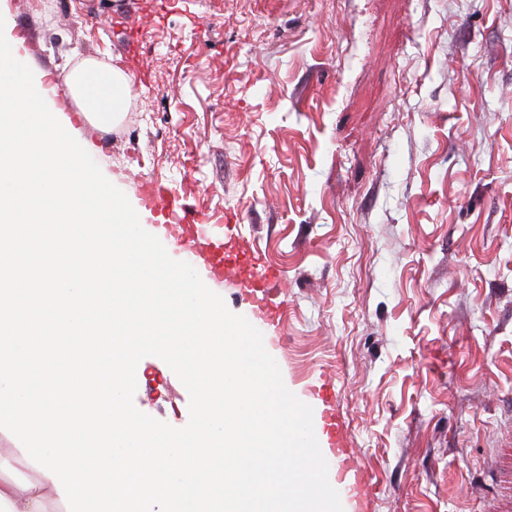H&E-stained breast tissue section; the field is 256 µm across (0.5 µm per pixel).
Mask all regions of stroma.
Returning <instances> with one entry per match:
<instances>
[{"mask_svg":"<svg viewBox=\"0 0 512 512\" xmlns=\"http://www.w3.org/2000/svg\"><path fill=\"white\" fill-rule=\"evenodd\" d=\"M35 79L126 67L112 131L72 128L131 204L154 180L281 272L264 344L336 392L367 496L343 512H493L512 448V0H0ZM175 428L189 395L136 367Z\"/></svg>","mask_w":512,"mask_h":512,"instance_id":"1","label":"stroma"}]
</instances>
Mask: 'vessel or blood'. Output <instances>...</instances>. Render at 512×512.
<instances>
[{
  "instance_id": "vessel-or-blood-1",
  "label": "vessel or blood",
  "mask_w": 512,
  "mask_h": 512,
  "mask_svg": "<svg viewBox=\"0 0 512 512\" xmlns=\"http://www.w3.org/2000/svg\"><path fill=\"white\" fill-rule=\"evenodd\" d=\"M40 89L54 92L72 123L88 126L85 112L72 102L67 90L57 85L52 77H43ZM140 204L146 213L155 218L158 237L167 243L174 256H185L202 262L211 278L233 277L251 295L261 319L266 322L277 321L279 306L268 304L264 297L265 286L273 280L274 274L269 269L260 268L257 257L252 256L240 241L228 237L211 238L209 216L171 196L157 182H141ZM334 454L337 487L354 496H363L365 488L358 479L352 477L344 449H335Z\"/></svg>"
}]
</instances>
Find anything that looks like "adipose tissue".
<instances>
[{"label":"adipose tissue","instance_id":"ef3b65f1","mask_svg":"<svg viewBox=\"0 0 512 512\" xmlns=\"http://www.w3.org/2000/svg\"><path fill=\"white\" fill-rule=\"evenodd\" d=\"M65 82L79 107L101 129L111 130L130 100V77L119 67L93 58L68 70Z\"/></svg>","mask_w":512,"mask_h":512}]
</instances>
